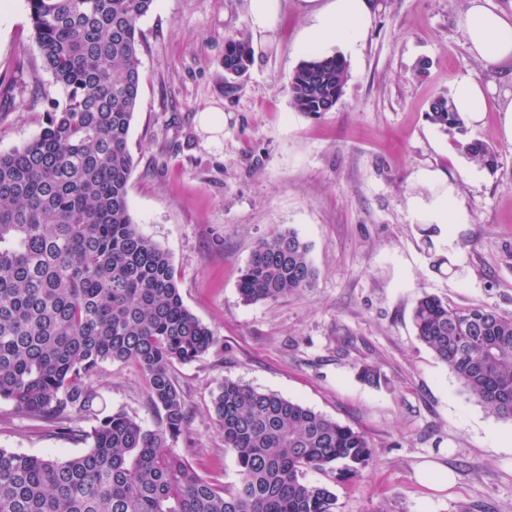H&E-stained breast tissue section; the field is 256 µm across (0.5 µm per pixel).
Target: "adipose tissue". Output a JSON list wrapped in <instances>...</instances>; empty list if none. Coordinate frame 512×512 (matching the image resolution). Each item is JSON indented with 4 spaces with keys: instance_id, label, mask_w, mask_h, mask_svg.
Returning a JSON list of instances; mask_svg holds the SVG:
<instances>
[{
    "instance_id": "obj_1",
    "label": "adipose tissue",
    "mask_w": 512,
    "mask_h": 512,
    "mask_svg": "<svg viewBox=\"0 0 512 512\" xmlns=\"http://www.w3.org/2000/svg\"><path fill=\"white\" fill-rule=\"evenodd\" d=\"M306 20L297 47L306 54L327 53L330 48L354 52L366 38L372 23L370 0H298ZM470 53L491 64L512 57V14L499 11L492 0H467L457 18ZM416 182L426 188L428 197L417 196L411 210L431 224H466L470 212L459 199L455 185L441 170H419Z\"/></svg>"
}]
</instances>
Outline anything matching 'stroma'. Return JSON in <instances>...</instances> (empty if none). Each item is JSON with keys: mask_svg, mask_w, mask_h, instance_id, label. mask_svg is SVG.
<instances>
[{"mask_svg": "<svg viewBox=\"0 0 512 512\" xmlns=\"http://www.w3.org/2000/svg\"><path fill=\"white\" fill-rule=\"evenodd\" d=\"M373 3L336 109L317 114L298 111L290 94L305 26L297 0H283L277 30L232 81L224 47L253 35L246 0H157L140 22L130 209L169 253L185 306L222 347L173 369L192 415V446L174 451L220 488L236 485V458L212 412L229 378L366 435L372 460L359 477L307 475L335 493V512H512V421L471 397L412 324L425 293L512 316V143L499 114L512 102V58L471 55L457 24L464 0ZM31 35L27 0H0V77L10 88L0 152L36 136L43 98L63 95L40 57L23 53ZM462 77L490 89L467 137L496 151L495 171L426 119L431 100ZM210 107L224 114L216 140L198 123ZM423 168L448 174L470 223L428 233L408 205L424 192L415 181ZM288 228L311 247L313 287L245 303L241 269L261 239ZM366 366L377 383L360 378ZM95 386L103 413L155 427L134 363L104 362ZM0 448L65 460L88 446L0 400ZM442 469L454 485L438 491L426 475Z\"/></svg>", "mask_w": 512, "mask_h": 512, "instance_id": "obj_1", "label": "stroma"}]
</instances>
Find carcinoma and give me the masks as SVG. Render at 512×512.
<instances>
[{
    "instance_id": "1",
    "label": "carcinoma",
    "mask_w": 512,
    "mask_h": 512,
    "mask_svg": "<svg viewBox=\"0 0 512 512\" xmlns=\"http://www.w3.org/2000/svg\"><path fill=\"white\" fill-rule=\"evenodd\" d=\"M155 0H28L31 49L64 90L48 100L31 141L0 153V399L90 442L66 460L0 449V512H334L336 495L311 471L354 478L372 458L366 436L298 402L226 379L213 397L224 447L237 460L231 491L196 473L173 448L191 413L173 376L218 347L183 304L169 254L143 235L128 203V135L142 81L139 22ZM244 38L224 49V70L244 74ZM348 64L313 54L290 84L295 107L331 112ZM426 119L465 135L451 98ZM481 167L498 166L479 140L457 142ZM310 247L292 230L261 240L241 270L247 303L312 287ZM416 336L465 390L512 420V316L484 306L417 298ZM106 361L144 374L155 428L124 412L102 414L94 379ZM94 421L91 430L70 426Z\"/></svg>"
}]
</instances>
